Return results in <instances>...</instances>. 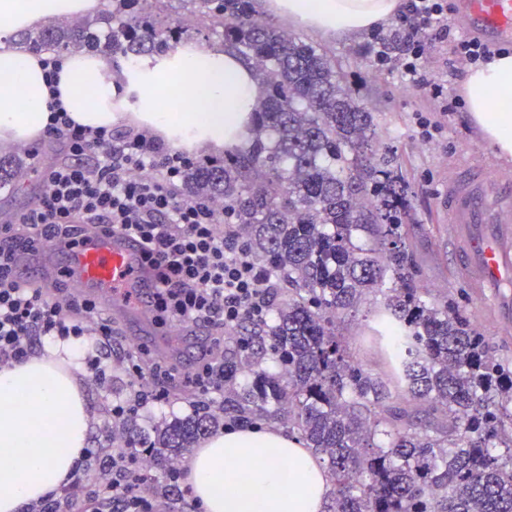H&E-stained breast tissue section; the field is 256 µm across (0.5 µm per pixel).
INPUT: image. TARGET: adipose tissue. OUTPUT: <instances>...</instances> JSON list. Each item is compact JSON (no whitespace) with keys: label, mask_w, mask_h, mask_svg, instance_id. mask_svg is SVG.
Listing matches in <instances>:
<instances>
[{"label":"adipose tissue","mask_w":512,"mask_h":512,"mask_svg":"<svg viewBox=\"0 0 512 512\" xmlns=\"http://www.w3.org/2000/svg\"><path fill=\"white\" fill-rule=\"evenodd\" d=\"M98 0H0V143L27 146L48 122L50 93L40 56L7 34L82 17ZM399 0H268L269 10L323 34L359 38L388 24ZM61 101L82 126L120 117L194 152L241 144L265 94L253 70L217 43L179 46L134 65L99 52L60 54ZM468 117L496 152L512 157V50L469 67L462 85ZM200 104L177 112L174 98ZM72 354L0 369V512H18L55 491L86 448L90 413ZM204 512H325L334 486L322 463L283 429L227 427L204 439L187 463Z\"/></svg>","instance_id":"ef3b65f1"}]
</instances>
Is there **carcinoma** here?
<instances>
[{"label":"carcinoma","instance_id":"carcinoma-1","mask_svg":"<svg viewBox=\"0 0 512 512\" xmlns=\"http://www.w3.org/2000/svg\"><path fill=\"white\" fill-rule=\"evenodd\" d=\"M183 2L199 19L192 27L164 13V0H112L110 11L12 40L32 52L104 44L134 61L217 35L265 85L242 146L193 165L185 183L194 198L224 200L276 282L274 323L244 318L224 353L222 413L241 425L276 419L323 459L336 486L328 512H512V372L458 307L417 286L403 181L379 152L371 113L324 51L254 0ZM21 167L0 158V180ZM371 291L383 296L382 375L337 332ZM220 422L204 409L154 428L139 439L147 463L166 468Z\"/></svg>","mask_w":512,"mask_h":512}]
</instances>
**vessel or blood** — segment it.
<instances>
[{"label":"vessel or blood","mask_w":512,"mask_h":512,"mask_svg":"<svg viewBox=\"0 0 512 512\" xmlns=\"http://www.w3.org/2000/svg\"><path fill=\"white\" fill-rule=\"evenodd\" d=\"M472 27L512 36V0H461ZM448 224L458 266L472 287L512 277V173L468 166L448 177ZM74 285L87 294L112 289L113 307L126 309L123 289L139 253L136 242L117 236L95 238L85 248H57Z\"/></svg>","instance_id":"b4317fda"}]
</instances>
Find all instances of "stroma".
I'll use <instances>...</instances> for the list:
<instances>
[{
    "label": "stroma",
    "instance_id": "35a3bbf8",
    "mask_svg": "<svg viewBox=\"0 0 512 512\" xmlns=\"http://www.w3.org/2000/svg\"><path fill=\"white\" fill-rule=\"evenodd\" d=\"M448 6L451 36L438 43L428 67L447 92L457 94L461 91L465 69L455 60L454 40L473 36L474 31L462 16L460 0H448ZM273 21L289 34L323 49L371 113L393 169L408 186L402 223L418 286L434 298L456 302L472 327L486 337L492 355L512 369V331L505 332L486 323L472 288L455 268L444 202L448 167L452 162L466 159L506 168L512 167V158H503L495 152L480 129L470 123L465 110L441 114L429 91L413 87L398 73L371 67L363 51V40L333 35L318 37L290 24L282 15L274 16ZM419 112L442 121L444 129L435 140L425 142L418 137L415 115ZM37 192L38 176L33 171L6 183L0 189V223L30 206ZM382 306L381 297L368 295L355 315L339 325V333L350 352L374 374L386 369L384 354L368 340L373 315ZM112 319L117 329L112 342V356L116 359L142 345L178 371L188 372L196 367L209 339V331L203 327L165 329L157 327L153 319L119 311L113 313ZM83 390L91 412L88 445L93 448L109 421L110 405L125 398L129 387L126 378L117 373L111 385L87 382Z\"/></svg>",
    "mask_w": 512,
    "mask_h": 512
}]
</instances>
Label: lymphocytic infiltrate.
Returning a JSON list of instances; mask_svg holds the SVG:
<instances>
[{
  "label": "lymphocytic infiltrate",
  "mask_w": 512,
  "mask_h": 512,
  "mask_svg": "<svg viewBox=\"0 0 512 512\" xmlns=\"http://www.w3.org/2000/svg\"><path fill=\"white\" fill-rule=\"evenodd\" d=\"M449 33L447 0H405L390 37L373 46L370 63L397 69L414 87L442 100L443 111H457L461 98L445 97L427 67L436 43ZM50 110L46 148L32 152L42 172L39 195L0 225V368L28 360L48 339L77 348L97 384L122 373L131 394L112 404L101 446L84 449L67 482L22 512H68L79 502L87 507L112 503L118 512H168L167 499L146 486L134 437L113 435L111 425L166 406L167 385L174 381L193 389L203 404L214 405L224 393L223 337L203 348L193 371L181 374L151 362V373H144V362H150L146 349L119 362L105 355L112 323L95 301L63 283L51 290L30 287L18 279L19 264L49 244L75 249L101 234L130 236L140 242L142 259L154 271L151 311L159 325L227 331L245 316H269L272 278L257 266L223 202L185 196L192 163L186 152L164 149L142 134L77 126L57 100ZM94 458L100 469L93 477Z\"/></svg>",
  "instance_id": "f902f5d3"
}]
</instances>
